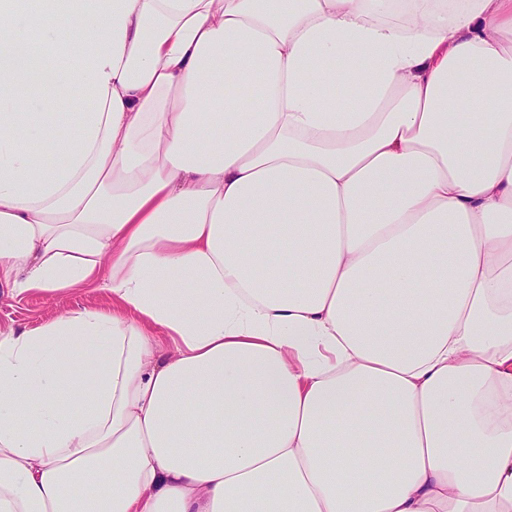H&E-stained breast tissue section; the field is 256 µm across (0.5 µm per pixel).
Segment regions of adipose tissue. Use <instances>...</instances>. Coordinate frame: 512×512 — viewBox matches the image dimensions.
<instances>
[{
  "label": "adipose tissue",
  "instance_id": "adipose-tissue-1",
  "mask_svg": "<svg viewBox=\"0 0 512 512\" xmlns=\"http://www.w3.org/2000/svg\"><path fill=\"white\" fill-rule=\"evenodd\" d=\"M1 283L0 512H512V0H0ZM112 310V298L93 286L43 294L33 292L12 298L0 288V330L34 327L72 309Z\"/></svg>",
  "mask_w": 512,
  "mask_h": 512
}]
</instances>
